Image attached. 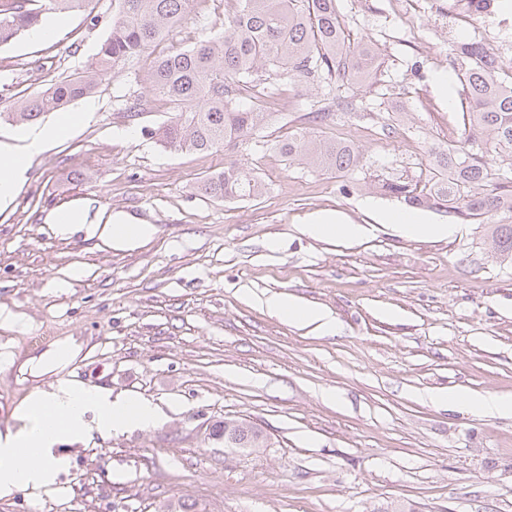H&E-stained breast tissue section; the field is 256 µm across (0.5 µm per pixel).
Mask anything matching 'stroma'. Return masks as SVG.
I'll return each mask as SVG.
<instances>
[{
  "label": "stroma",
  "mask_w": 512,
  "mask_h": 512,
  "mask_svg": "<svg viewBox=\"0 0 512 512\" xmlns=\"http://www.w3.org/2000/svg\"><path fill=\"white\" fill-rule=\"evenodd\" d=\"M91 5L97 25L73 13L51 41L25 34L0 48L1 113L85 71L112 19V0ZM338 7L351 41H373L389 61L373 86L334 85L368 116L314 122L322 94L284 84L281 119L255 138L177 152L154 135L169 117L162 103L129 117L144 90L126 65L95 89L93 117L32 161L0 210V310L18 317L0 328V351L23 360L75 337L84 352L63 377L150 400L162 416L62 446L67 465L55 484L0 497V512L34 503L41 512H156L182 497L205 512H512V416L424 399L439 389L512 394V261L493 257L487 224L446 239L396 236L376 213L403 200L365 184L418 176L461 110L451 40L491 46L494 36L465 17L442 37L435 0H417L406 17L391 0ZM226 8L192 0L170 43L222 30ZM391 86L409 91L412 106L397 133L380 135ZM298 129L354 140L363 172L345 187L288 163L274 145ZM231 159L258 169L268 192L231 203L206 195L204 180ZM76 207L154 233L124 247L82 230L57 234L55 213ZM325 210L373 230L353 241L304 234ZM272 294L328 309L339 333L282 320L258 303ZM59 377L21 383L16 370H0V434L22 429L16 407ZM325 390L336 402L322 399ZM227 418L261 429L267 446L225 447L211 431Z\"/></svg>",
  "instance_id": "35a3bbf8"
}]
</instances>
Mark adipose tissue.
Listing matches in <instances>:
<instances>
[{
  "label": "adipose tissue",
  "instance_id": "ef3b65f1",
  "mask_svg": "<svg viewBox=\"0 0 512 512\" xmlns=\"http://www.w3.org/2000/svg\"><path fill=\"white\" fill-rule=\"evenodd\" d=\"M95 110V102L86 101L76 117H65L53 125L30 127L0 141V206L8 205L14 199L25 181L31 160L65 137L74 123L91 119ZM379 221L399 235L410 238H446L459 230L458 225L430 224L421 215L400 209L381 212ZM53 222L58 234H69L82 225L89 236L117 246L133 244L152 232L151 225L132 224L111 217L92 221L83 209L55 216ZM263 305L292 324L312 326L326 335L337 331L335 318L323 308L306 306L281 294L267 296ZM82 351V342L69 336L54 343L46 353L27 358L19 365V373L36 377L54 371L59 373L60 379L53 391L25 400L19 407L18 413L26 422L24 429L0 435V497L52 486L66 465L65 457L56 455V446L94 429L109 435L131 425L150 427L160 421L159 408L148 400L116 398L111 392L95 387L70 385L62 373ZM426 398L437 406L463 407L477 414L512 416V395H482L467 389H450L429 392ZM92 413L97 416L93 423L88 420ZM25 448L31 449V457L22 456L21 451Z\"/></svg>",
  "mask_w": 512,
  "mask_h": 512
}]
</instances>
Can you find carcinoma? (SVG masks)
Segmentation results:
<instances>
[{"label": "carcinoma", "mask_w": 512, "mask_h": 512, "mask_svg": "<svg viewBox=\"0 0 512 512\" xmlns=\"http://www.w3.org/2000/svg\"><path fill=\"white\" fill-rule=\"evenodd\" d=\"M90 0H0V47L44 23L48 13L83 12ZM190 0H112V24L99 52L81 75L68 76L44 91L17 102L8 120L25 124L92 94L120 65L144 61L137 78L145 96L130 113L158 101L173 113L156 129L164 146L176 151H217L256 134L281 115L267 88L288 83L297 88L331 89L342 76L358 86L376 83L383 62L370 42L347 38L337 0H230L224 30L209 33L187 47L155 48L188 16ZM448 66L461 87L465 110L448 141L431 150L421 179H377L373 187L423 208L444 207L476 224L493 216L492 248L512 258V71L504 73L482 41L458 42ZM248 95L250 106L237 100ZM357 111L350 100L331 98L312 112L327 121L336 112ZM289 162H303L317 172L351 176L364 169L360 147L342 139H316L296 131L276 144ZM204 192L226 201L255 200L266 182L235 160L209 176ZM233 420L213 429L224 447L246 451L263 442L261 431L241 426L234 444L224 438Z\"/></svg>", "instance_id": "obj_1"}]
</instances>
